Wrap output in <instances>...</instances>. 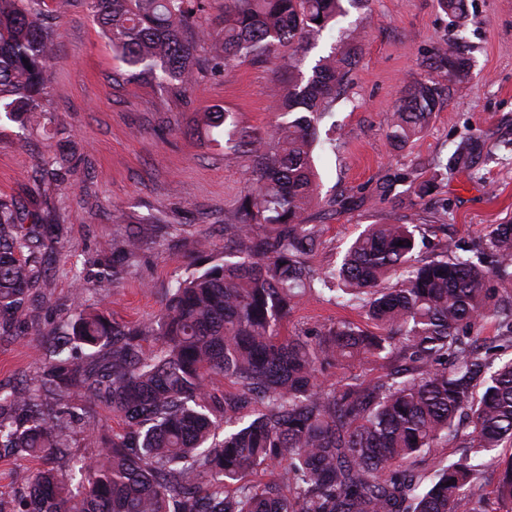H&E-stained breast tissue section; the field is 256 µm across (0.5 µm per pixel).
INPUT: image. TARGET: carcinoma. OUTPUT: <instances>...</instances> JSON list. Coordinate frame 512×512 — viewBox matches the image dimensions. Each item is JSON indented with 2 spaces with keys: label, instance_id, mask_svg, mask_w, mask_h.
Instances as JSON below:
<instances>
[{
  "label": "carcinoma",
  "instance_id": "carcinoma-1",
  "mask_svg": "<svg viewBox=\"0 0 512 512\" xmlns=\"http://www.w3.org/2000/svg\"><path fill=\"white\" fill-rule=\"evenodd\" d=\"M202 2L87 0L123 75L159 80L178 98L194 84L206 39ZM343 13L341 0H224V60L262 62L287 48L294 69L308 36ZM54 26L47 0H0V118H47ZM353 64L339 51L278 88L281 121L267 138L249 136L255 186L224 225V261L198 241L200 269L169 288L153 322L131 326L83 310L46 347L54 363L26 397L0 391V407L20 409L16 420H0V446L28 456L66 459L72 398L103 401L125 424L112 440H95L82 491L58 469L40 470L21 512H484L472 487L479 459L512 440V359L491 368L493 348L477 326L495 322L497 348L512 347V224L489 226L470 248L446 242L426 259L415 256V225L371 224L337 269L312 266L321 245L308 213L320 189L319 120ZM429 68L396 112L390 137L401 145L440 105L443 81L464 77L467 63L447 40ZM481 149L468 137L450 164L468 170ZM27 219L25 230H4ZM156 232L141 227L123 239L100 278H121ZM59 234L36 212L0 202V314L35 319L24 308L41 274L31 255ZM466 249L477 261L458 254ZM326 291L365 309L374 330L340 319L315 333L281 334L306 296ZM109 343L112 352L90 365L66 354L72 344ZM379 361L388 372L373 384L321 380L328 368ZM223 380L232 390L218 391ZM462 420L470 427L463 435ZM224 423L234 429L217 441ZM457 440L468 453L426 481L416 459ZM270 464L281 467L276 486L243 482ZM227 482L240 483L235 495L225 494ZM498 495L512 505V463Z\"/></svg>",
  "mask_w": 512,
  "mask_h": 512
}]
</instances>
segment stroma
<instances>
[{
  "label": "stroma",
  "instance_id": "35a3bbf8",
  "mask_svg": "<svg viewBox=\"0 0 512 512\" xmlns=\"http://www.w3.org/2000/svg\"><path fill=\"white\" fill-rule=\"evenodd\" d=\"M52 6L57 20L44 101L51 121L0 122V201L41 205L63 226L59 242L40 251L44 274L25 299L37 321H0V387L7 391L32 387L45 367L40 336L67 332L80 309L149 322L171 284L196 272V240H207L214 259H223L224 223L253 182L238 134L271 133L278 120L271 92L289 78L277 59L217 58L212 36L189 98L154 83L116 82L112 76L124 66L86 0ZM344 10L335 25L310 36L299 64L310 73L335 47L356 56L345 92L319 125L321 195L311 211L322 246L313 265L335 268L370 224L415 225L416 254L424 257L428 245L475 240L489 225L512 222V0H464L460 22L439 0H346ZM447 38L466 59L468 76L450 85L420 134L397 146L389 133L405 89L427 76L429 57ZM215 108L236 135L203 124ZM472 134L484 137L489 150L476 173L439 174L435 161L448 159ZM47 160L66 169L64 182L41 178ZM151 222L168 225V234L148 243L123 279L101 282L113 240ZM338 318L366 322L360 308L315 294L292 312L286 330L303 333ZM74 427L71 455L85 459L95 453L93 435L112 436L124 424L108 409L79 401ZM511 462L507 445L484 458L474 484L484 512H506L497 486ZM43 466L0 453V502L17 508L25 478Z\"/></svg>",
  "mask_w": 512,
  "mask_h": 512
}]
</instances>
